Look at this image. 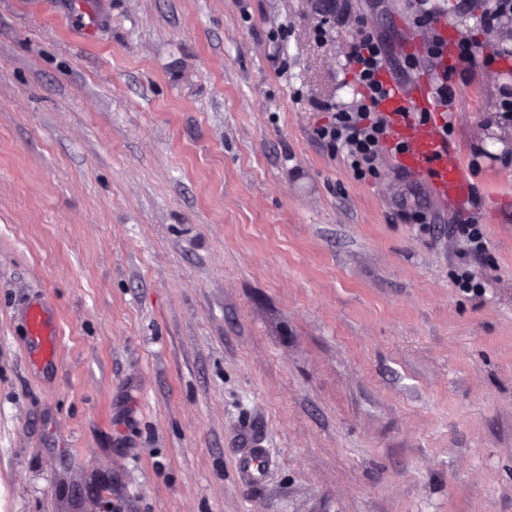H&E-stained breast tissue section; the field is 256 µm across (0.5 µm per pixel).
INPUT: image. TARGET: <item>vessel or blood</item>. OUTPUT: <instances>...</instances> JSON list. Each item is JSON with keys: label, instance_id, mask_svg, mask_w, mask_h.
<instances>
[{"label": "vessel or blood", "instance_id": "b4317fda", "mask_svg": "<svg viewBox=\"0 0 512 512\" xmlns=\"http://www.w3.org/2000/svg\"><path fill=\"white\" fill-rule=\"evenodd\" d=\"M389 93L383 102L386 111L397 118V129L408 141L406 156L410 168L427 172L438 197L449 200L457 197L468 179L461 163L445 143L427 124L413 121L412 113L432 112L436 106L433 98L424 95L418 98L405 93L396 85H389ZM28 334L37 343L40 351L54 354L56 332L43 308L32 305L26 313ZM268 469L265 449L244 448L238 453L236 475L245 484L260 482Z\"/></svg>", "mask_w": 512, "mask_h": 512}]
</instances>
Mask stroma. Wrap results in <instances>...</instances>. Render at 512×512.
I'll list each match as a JSON object with an SVG mask.
<instances>
[{"label": "stroma", "instance_id": "stroma-1", "mask_svg": "<svg viewBox=\"0 0 512 512\" xmlns=\"http://www.w3.org/2000/svg\"><path fill=\"white\" fill-rule=\"evenodd\" d=\"M486 5L429 2L455 99L428 124L470 183L446 203L395 139L359 179L316 135L360 26L432 92L410 0H0V512H512V19ZM487 2H492V4L486 7L481 16V23L484 28L494 29L495 24L501 21L502 18L512 17V0H489ZM457 228L469 253L481 254L485 250L484 234L481 224H477V222L460 224L457 225ZM28 334L32 336L41 352L53 355L56 346V332L43 308L32 305L26 313ZM265 448H243L238 453L236 475L245 484L260 482L268 469Z\"/></svg>", "mask_w": 512, "mask_h": 512}]
</instances>
